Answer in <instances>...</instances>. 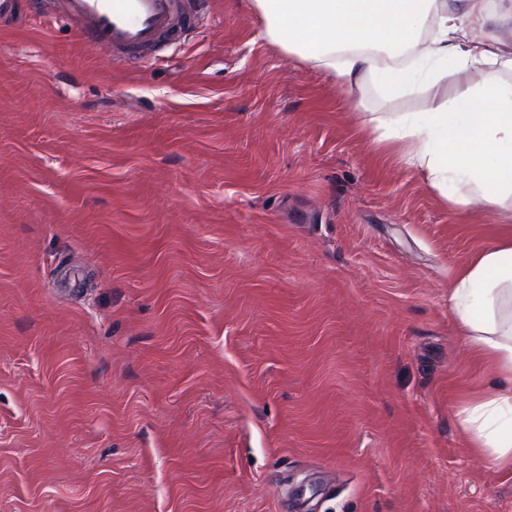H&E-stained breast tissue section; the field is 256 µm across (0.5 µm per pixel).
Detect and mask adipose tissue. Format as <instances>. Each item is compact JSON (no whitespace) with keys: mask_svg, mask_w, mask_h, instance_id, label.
<instances>
[{"mask_svg":"<svg viewBox=\"0 0 512 512\" xmlns=\"http://www.w3.org/2000/svg\"><path fill=\"white\" fill-rule=\"evenodd\" d=\"M257 40L320 69L342 92L392 97L434 89L420 112L372 131L459 209L479 203L512 223V0H250ZM452 85V93L441 88ZM458 330L494 383L464 402L459 425L493 469H512V232L477 251L449 290Z\"/></svg>","mask_w":512,"mask_h":512,"instance_id":"1","label":"adipose tissue"}]
</instances>
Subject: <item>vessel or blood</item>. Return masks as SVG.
<instances>
[{
  "instance_id": "b4317fda",
  "label": "vessel or blood",
  "mask_w": 512,
  "mask_h": 512,
  "mask_svg": "<svg viewBox=\"0 0 512 512\" xmlns=\"http://www.w3.org/2000/svg\"><path fill=\"white\" fill-rule=\"evenodd\" d=\"M60 11L92 48L133 59L193 20L184 0H63Z\"/></svg>"
}]
</instances>
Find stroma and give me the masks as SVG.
<instances>
[{"label":"stroma","mask_w":512,"mask_h":512,"mask_svg":"<svg viewBox=\"0 0 512 512\" xmlns=\"http://www.w3.org/2000/svg\"><path fill=\"white\" fill-rule=\"evenodd\" d=\"M0 22V512H512L448 305L511 230L256 40L249 0L119 61Z\"/></svg>","instance_id":"35a3bbf8"}]
</instances>
